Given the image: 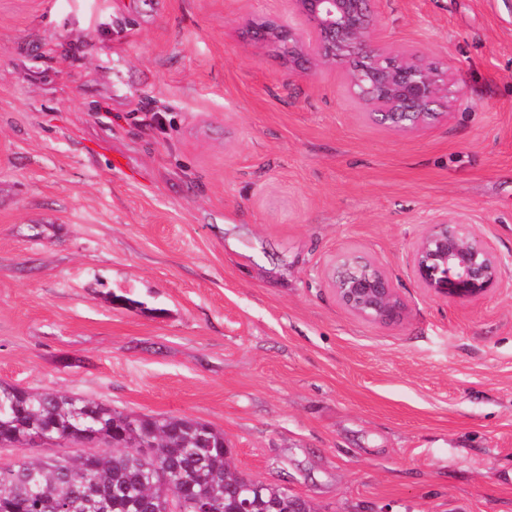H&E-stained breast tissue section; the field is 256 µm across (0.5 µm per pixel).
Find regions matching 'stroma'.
Here are the masks:
<instances>
[{
    "label": "stroma",
    "mask_w": 512,
    "mask_h": 512,
    "mask_svg": "<svg viewBox=\"0 0 512 512\" xmlns=\"http://www.w3.org/2000/svg\"><path fill=\"white\" fill-rule=\"evenodd\" d=\"M373 9L445 120L376 126L245 37L289 0H0V382L208 423L314 512H512V12ZM446 220L504 260L481 299L413 275ZM355 257L403 322L338 302Z\"/></svg>",
    "instance_id": "obj_1"
}]
</instances>
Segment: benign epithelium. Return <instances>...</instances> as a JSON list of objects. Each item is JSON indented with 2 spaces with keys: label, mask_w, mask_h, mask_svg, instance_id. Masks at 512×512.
I'll return each instance as SVG.
<instances>
[{
  "label": "benign epithelium",
  "mask_w": 512,
  "mask_h": 512,
  "mask_svg": "<svg viewBox=\"0 0 512 512\" xmlns=\"http://www.w3.org/2000/svg\"><path fill=\"white\" fill-rule=\"evenodd\" d=\"M290 2L305 27L256 18L247 29L252 39L286 45L288 60L300 68H339L365 118L384 129L419 130L447 116L438 107L448 98V72L417 49L378 41L374 0ZM502 267V259L464 221L431 225L413 249L412 270L421 286L452 300L486 296L499 286ZM331 282L341 304L360 318L390 325L407 315L391 277L375 263H347L334 269Z\"/></svg>",
  "instance_id": "obj_1"
}]
</instances>
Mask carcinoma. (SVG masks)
Returning a JSON list of instances; mask_svg holds the SVG:
<instances>
[{"label": "carcinoma", "mask_w": 512, "mask_h": 512, "mask_svg": "<svg viewBox=\"0 0 512 512\" xmlns=\"http://www.w3.org/2000/svg\"><path fill=\"white\" fill-rule=\"evenodd\" d=\"M129 415L91 400L59 392H30L0 383V447L23 450L32 434L48 430L69 440L89 430L102 444L96 455L29 458L13 469L0 467V512H268L273 502L288 503L281 485L262 481L250 488L230 462L224 432L180 416H141L152 446L130 445L123 421ZM167 476L165 487L156 485Z\"/></svg>", "instance_id": "carcinoma-1"}]
</instances>
